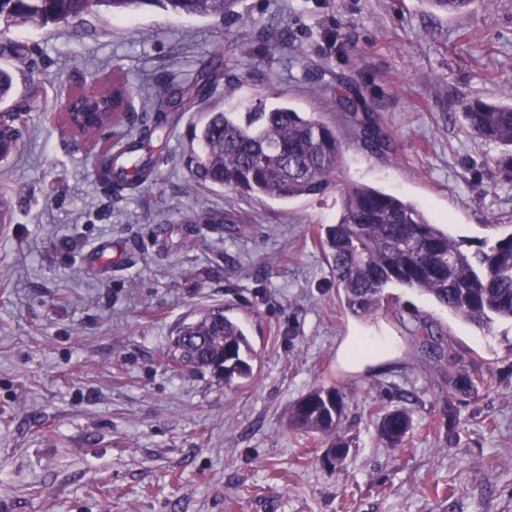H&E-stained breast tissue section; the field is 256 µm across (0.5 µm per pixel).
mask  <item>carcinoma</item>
Segmentation results:
<instances>
[{
	"label": "carcinoma",
	"mask_w": 512,
	"mask_h": 512,
	"mask_svg": "<svg viewBox=\"0 0 512 512\" xmlns=\"http://www.w3.org/2000/svg\"><path fill=\"white\" fill-rule=\"evenodd\" d=\"M437 11L460 14L474 0H426ZM105 6L117 15L159 7L190 18L239 19L240 0H0V23L34 27L67 23L94 7ZM223 78L217 67L205 65L193 83L178 88L179 103L201 107ZM13 77L0 68V104L13 95ZM122 89L92 83L81 91L83 112L100 120L121 104ZM340 109L357 117L362 141L372 152L387 149L390 140L360 97L344 91L336 98ZM463 118L476 138L505 147L497 165L512 180V103L468 100ZM164 117L144 126L126 144L127 160L108 153L98 157L97 179L115 192L154 180L151 140ZM9 133L0 160L21 139V126H3ZM199 149L191 157L192 177L254 196L291 200L340 192L341 213L325 228L320 243L334 262L344 307L368 319L385 308V292L392 286L417 290L461 323L488 329L512 322V234L483 243L470 253L448 232L431 223L400 196L342 180L343 151L339 132L315 118H304L284 102L263 100L240 112L230 108L209 112L200 127ZM170 360L192 373L211 372L232 386L253 375L254 349L243 326L216 307L180 323L170 341ZM346 415L345 394L336 387H316L290 409L291 428L312 434L330 449L344 448L341 435ZM411 429L402 410L385 412L379 422L381 438L398 447Z\"/></svg>",
	"instance_id": "cac0c4a2"
}]
</instances>
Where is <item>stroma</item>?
<instances>
[{
	"mask_svg": "<svg viewBox=\"0 0 512 512\" xmlns=\"http://www.w3.org/2000/svg\"><path fill=\"white\" fill-rule=\"evenodd\" d=\"M239 20L97 7L57 26L0 27V55L24 106L0 160L13 195L0 224V512H512V323L480 330L417 291L392 288L363 320L342 304L319 246L339 194L289 201L198 186L192 129L178 112L153 140L157 177L121 193L94 175L120 134L73 135L59 103L95 81L125 83L134 122L159 80L191 81L218 54L216 108L274 97L341 129L345 176L400 194L476 250L512 233L501 145L473 137L472 97L512 96V0L444 15L427 0H242ZM359 89L390 139L373 153L336 104ZM226 223L192 224L196 211ZM223 307L249 329L253 376L225 386L168 358L172 331ZM430 325L444 352L420 337ZM351 336H387L385 359L349 366ZM473 375L469 394L454 377ZM347 395L351 452L288 426L309 390ZM412 428L391 448L382 413Z\"/></svg>",
	"mask_w": 512,
	"mask_h": 512,
	"instance_id": "35a3bbf8",
	"label": "stroma"
}]
</instances>
